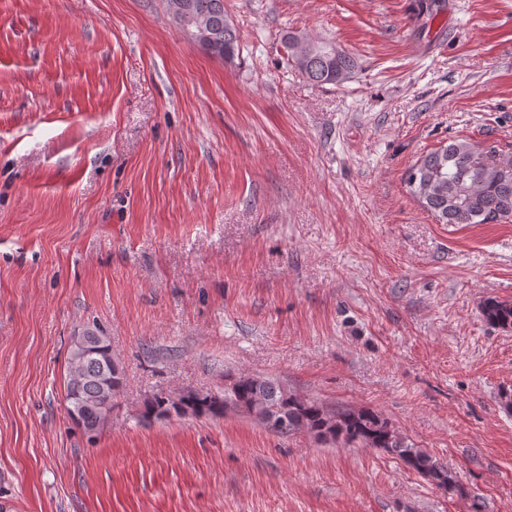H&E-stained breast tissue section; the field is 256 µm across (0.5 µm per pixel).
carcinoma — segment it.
I'll use <instances>...</instances> for the list:
<instances>
[{
    "label": "carcinoma",
    "instance_id": "carcinoma-1",
    "mask_svg": "<svg viewBox=\"0 0 512 512\" xmlns=\"http://www.w3.org/2000/svg\"><path fill=\"white\" fill-rule=\"evenodd\" d=\"M173 21L189 37L204 27L207 39L199 43L209 55L233 62L239 55V34L224 13V0H167ZM281 44L288 62L313 86L340 84L355 68L354 59L335 45L286 32ZM502 159L485 157L472 143L452 139L414 164L405 175L409 191L443 224H485L489 218L512 216V173ZM484 320L503 330L512 329V303L488 299ZM123 383L104 330L85 326L74 337L64 392L65 408L84 434L97 437L112 420L114 398ZM228 412L251 418L276 434L306 431L325 443L377 448L399 459L408 469L445 492L463 493L453 473L427 451L401 434L390 421L369 408L329 410L301 397L280 383L240 375L224 386V394L180 393L147 400L141 417L221 418Z\"/></svg>",
    "mask_w": 512,
    "mask_h": 512
}]
</instances>
